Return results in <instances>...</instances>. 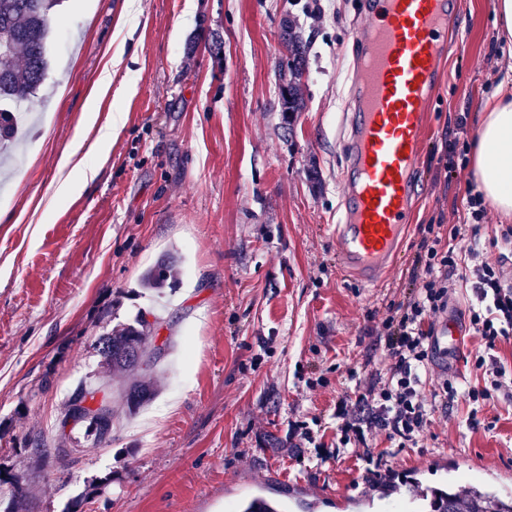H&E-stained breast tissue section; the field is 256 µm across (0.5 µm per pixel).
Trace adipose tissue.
Wrapping results in <instances>:
<instances>
[{"instance_id": "1", "label": "adipose tissue", "mask_w": 512, "mask_h": 512, "mask_svg": "<svg viewBox=\"0 0 512 512\" xmlns=\"http://www.w3.org/2000/svg\"><path fill=\"white\" fill-rule=\"evenodd\" d=\"M473 165L485 199L503 216H512V66L499 85L496 101L486 104L479 116Z\"/></svg>"}]
</instances>
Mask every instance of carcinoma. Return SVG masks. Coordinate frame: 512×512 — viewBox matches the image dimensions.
I'll use <instances>...</instances> for the list:
<instances>
[{"instance_id":"1","label":"carcinoma","mask_w":512,"mask_h":512,"mask_svg":"<svg viewBox=\"0 0 512 512\" xmlns=\"http://www.w3.org/2000/svg\"><path fill=\"white\" fill-rule=\"evenodd\" d=\"M59 6L60 0H0V47L5 50L0 55V164L5 168L13 157L10 144L19 128L17 109L35 97L47 76L48 44ZM282 41L286 55L281 66L280 109L288 124L302 107L296 81L305 73L306 61L301 36L287 20ZM180 275L179 259L169 255L144 274L142 286L160 294L174 287ZM155 339V323L144 314L97 337L95 349L102 357L103 371L95 383L78 388L65 405L59 421L60 452H67V428H85L84 438L99 446L111 439L120 414L136 413L155 396L152 372L168 348L166 343L156 345ZM88 399L99 400L105 416L82 407ZM430 512H512V498L472 485L438 497Z\"/></svg>"}]
</instances>
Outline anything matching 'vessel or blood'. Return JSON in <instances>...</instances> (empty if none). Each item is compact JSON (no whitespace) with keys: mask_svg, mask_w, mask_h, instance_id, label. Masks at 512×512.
Listing matches in <instances>:
<instances>
[{"mask_svg":"<svg viewBox=\"0 0 512 512\" xmlns=\"http://www.w3.org/2000/svg\"><path fill=\"white\" fill-rule=\"evenodd\" d=\"M456 0H370L354 31V73L339 148L340 218L334 228L338 264L366 285L392 267L416 196L427 109L440 83L444 39ZM458 325L446 317L431 343L447 360Z\"/></svg>","mask_w":512,"mask_h":512,"instance_id":"b4317fda","label":"vessel or blood"}]
</instances>
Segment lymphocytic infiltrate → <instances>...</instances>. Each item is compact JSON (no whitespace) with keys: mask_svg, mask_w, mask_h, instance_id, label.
<instances>
[{"mask_svg":"<svg viewBox=\"0 0 512 512\" xmlns=\"http://www.w3.org/2000/svg\"><path fill=\"white\" fill-rule=\"evenodd\" d=\"M425 232L412 271L415 289L376 328L374 345L389 360L387 378L336 399L333 417L343 452L368 461L374 458L370 432L384 433L396 447L412 448L431 422L435 408L423 399L421 387L433 360L434 320L447 311L454 281L471 287L468 317L487 353L512 337V280L503 265L480 261L476 237L462 226L452 225L444 244L434 238L433 227Z\"/></svg>","mask_w":512,"mask_h":512,"instance_id":"lymphocytic-infiltrate-1","label":"lymphocytic infiltrate"}]
</instances>
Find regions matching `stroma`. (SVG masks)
Returning <instances> with one entry per match:
<instances>
[{"mask_svg":"<svg viewBox=\"0 0 512 512\" xmlns=\"http://www.w3.org/2000/svg\"><path fill=\"white\" fill-rule=\"evenodd\" d=\"M494 0H458L448 51L428 110L410 233L384 283L341 277L333 226L342 156L336 125L347 100L359 0H63L49 77L36 94L40 121L0 185V479L24 477L18 512H231L261 487L291 504L361 495L365 462L337 454L336 397L387 373L373 347L378 317L409 291L420 226L447 237L472 218L471 151L448 149L458 117L469 132L497 92L512 55L494 24ZM306 42L301 112L284 124L279 69L284 20ZM115 96L95 83L108 46ZM114 123L100 155L98 126ZM102 163L66 198L58 161ZM180 282L162 302L142 289L165 254ZM156 313L158 340L173 338L156 397L117 420L109 443L82 431L70 455L56 428L77 386L101 370L103 328ZM484 352L462 330L459 364L432 363L423 389L442 379L484 386L469 361ZM469 400L436 410L419 447L394 448V475L428 477L443 460L459 485L512 495V405ZM320 418L322 436L293 449L288 428ZM44 440L41 454L25 448Z\"/></svg>","mask_w":512,"mask_h":512,"instance_id":"1","label":"stroma"}]
</instances>
